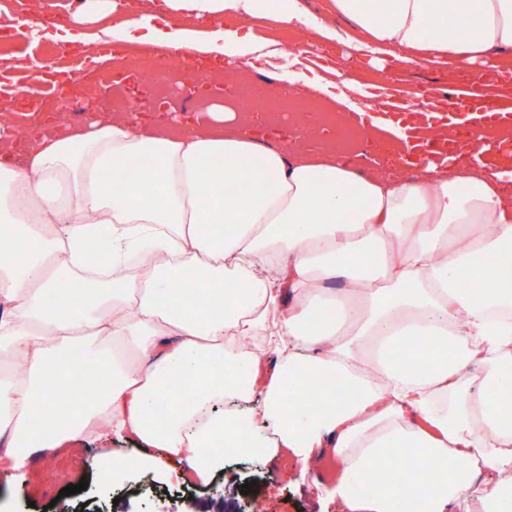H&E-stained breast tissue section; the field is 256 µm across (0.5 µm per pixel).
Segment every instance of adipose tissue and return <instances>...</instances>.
I'll return each instance as SVG.
<instances>
[{
	"instance_id": "1",
	"label": "adipose tissue",
	"mask_w": 512,
	"mask_h": 512,
	"mask_svg": "<svg viewBox=\"0 0 512 512\" xmlns=\"http://www.w3.org/2000/svg\"><path fill=\"white\" fill-rule=\"evenodd\" d=\"M300 23L299 0H148L113 40L202 54L252 53L235 32L193 42L161 17L226 12ZM379 66L463 60L472 83L512 49V0H330ZM464 20L449 39L439 22ZM220 133H134L127 118L0 153V460L110 430L186 459L208 482L226 455L305 464L324 451L347 512H512V164L423 162L404 180L261 146L248 118L214 108ZM241 185L232 205L224 187ZM108 229L109 265L78 251ZM271 330L277 357L241 339ZM411 336L434 345L406 352ZM103 387L57 400L63 353ZM335 382L320 384L325 373ZM262 391L256 413L225 410ZM388 470L374 475L384 450ZM491 471L478 480L476 465ZM364 485L352 497L353 483Z\"/></svg>"
}]
</instances>
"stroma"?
<instances>
[{
	"instance_id": "1",
	"label": "stroma",
	"mask_w": 512,
	"mask_h": 512,
	"mask_svg": "<svg viewBox=\"0 0 512 512\" xmlns=\"http://www.w3.org/2000/svg\"><path fill=\"white\" fill-rule=\"evenodd\" d=\"M62 0H38V17L17 27L0 30V51L25 55L28 63L44 59L53 47L50 34L66 12ZM130 0H119L118 10L97 23L77 27L78 41L72 42L66 66L72 76L91 71H107L111 75L123 72V65L111 56L89 52L88 43L103 44V31L121 21ZM173 26L190 31L193 39L205 40L214 28H223L247 36L249 42L260 49V56L218 57L213 66L231 78L215 98L201 97L191 84H184L181 91L161 90L156 84L128 81L116 84V97L89 98L83 111L74 113L73 128L89 129L100 117L124 115L130 98H138L141 110L133 116V130L149 132L163 137H175L187 127L209 124L208 108L218 104L239 109L244 96L243 81H256L263 77L282 78L292 73L297 85L309 86L313 81L327 78L333 81L337 93H344V77L357 82V90L349 94L351 100L365 108V115H353L352 123L340 125L336 105L329 98H322L326 111L324 118L310 117L314 127L308 141L299 143L301 153L311 157L324 155L329 144H343L356 169L365 174H384L397 178L416 175L420 162L427 157L426 140L421 130L430 125H444L452 131L455 140L469 141L472 134L480 132L483 122L469 117L467 112L446 111V99L457 91L455 74L457 65L442 68H407L392 63L378 68L369 58L354 57L347 42L327 43L309 26L275 22L273 35L263 37L259 31L265 21L250 20L236 14H224L214 23L201 24L176 18ZM301 33L308 40L297 56L282 53L279 36L282 33ZM52 86L28 77L24 72H13L0 64V99L14 101L13 113H0V129L26 128L34 139L44 135H60L53 113L31 112L22 102L33 99L41 102L52 98ZM391 101L384 111H368L369 101ZM420 104L418 114L420 130L412 131L408 140L392 135L372 140L363 138L367 123L380 120H397L405 116L408 106ZM254 132L262 143L278 147L298 142L299 130L293 125L290 113L279 108L262 107L253 114ZM132 441L108 435L82 438L71 442L56 452L38 457L27 466V481L23 495H16L9 473L0 470V512H240L245 504L260 505L261 512H343L342 502L326 497L321 484L336 479L337 464L332 455H323L320 465H304L288 456L275 462H260L249 458L231 457L224 463V472L208 483L189 486L165 480L166 468L181 469L187 462L170 458L162 449H149V456L157 459L159 469L145 470L130 475L123 483L108 485L99 482L96 469L103 465L113 451L139 452ZM77 467L79 477L88 482L86 490L61 496L62 482L43 481L44 472H65ZM253 482L249 494H242L241 486Z\"/></svg>"
}]
</instances>
